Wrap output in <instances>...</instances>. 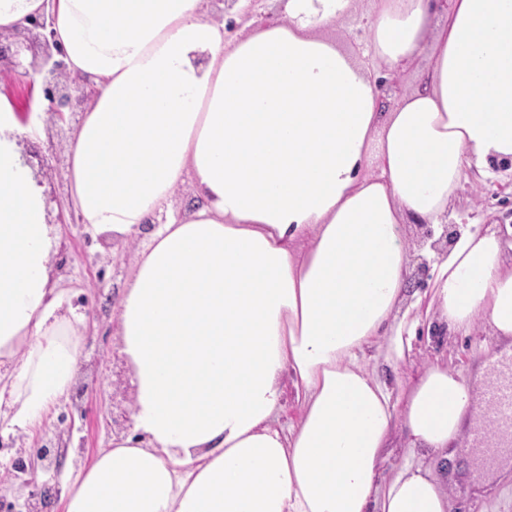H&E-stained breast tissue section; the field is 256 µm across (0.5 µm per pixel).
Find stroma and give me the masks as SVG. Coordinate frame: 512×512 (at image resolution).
<instances>
[{"mask_svg": "<svg viewBox=\"0 0 512 512\" xmlns=\"http://www.w3.org/2000/svg\"><path fill=\"white\" fill-rule=\"evenodd\" d=\"M212 12L231 22L228 39L244 37L256 28L281 20L284 0H260L252 16H245L233 0H213ZM374 0H361L356 11L345 17L337 29L331 30L340 47L362 61H370V20ZM7 56L13 61L10 73H0V91L8 94L15 107H27L32 101H46L44 76L51 62L60 61V54L46 56L39 42L19 38L9 46ZM429 63L428 53H420L400 78L372 70L380 89L384 108H392L401 95L418 82ZM88 101H71L64 106V118L52 120L48 112L29 114L36 128L34 136L21 143L24 159L45 189L46 213L55 224L60 247L54 259L53 272L65 285L81 284L80 292L72 294L69 309L87 317V326L80 341L79 370L68 394L50 409L46 419L33 435L20 436L0 427V464L29 454L36 447L62 435L66 452L59 470L40 473L36 488L48 491L46 512H64L73 477L89 468L97 455L109 448L120 430L112 418L120 414L124 395L134 391L133 373L120 352V338L114 313L125 285L131 277L146 240L136 248L109 243L105 237H93L86 229L58 223L59 214L72 211L67 186V155L63 148ZM57 143L56 154H49L50 143ZM452 224H477L495 231L499 236H512V168L503 166L483 179L464 181L457 198L448 210ZM406 240L414 255L407 277V293L424 292L430 286L431 265L424 255L428 244L425 226L410 224ZM490 338L486 327H478L469 336L449 335L446 328L420 336L407 370L419 369L426 357H448L463 371L471 384H478L486 346ZM448 460L450 497L448 512H512V462L483 470L476 469L468 442L453 446Z\"/></svg>", "mask_w": 512, "mask_h": 512, "instance_id": "obj_1", "label": "stroma"}]
</instances>
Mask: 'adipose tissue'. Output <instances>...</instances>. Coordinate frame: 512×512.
I'll use <instances>...</instances> for the list:
<instances>
[{"label": "adipose tissue", "mask_w": 512, "mask_h": 512, "mask_svg": "<svg viewBox=\"0 0 512 512\" xmlns=\"http://www.w3.org/2000/svg\"><path fill=\"white\" fill-rule=\"evenodd\" d=\"M373 60L419 85L382 110L328 36L357 0H286L235 42L209 0H0V29L48 17L95 94L67 146L81 224H153L115 317L132 429L80 473L65 512H448L436 470L475 401L434 360L396 383L419 328L512 337V258L471 225L406 295L409 224L440 225L469 171L512 162V0H376ZM0 92V422L41 425L74 380L58 237ZM193 182L201 204L171 206ZM292 392L296 419H281ZM400 465L389 466L394 449Z\"/></svg>", "instance_id": "obj_1"}]
</instances>
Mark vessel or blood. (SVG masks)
<instances>
[{"instance_id":"obj_1","label":"vessel or blood","mask_w":512,"mask_h":512,"mask_svg":"<svg viewBox=\"0 0 512 512\" xmlns=\"http://www.w3.org/2000/svg\"><path fill=\"white\" fill-rule=\"evenodd\" d=\"M480 396L486 418L469 432L473 451L495 459L504 454L512 457L511 352L487 356Z\"/></svg>"}]
</instances>
